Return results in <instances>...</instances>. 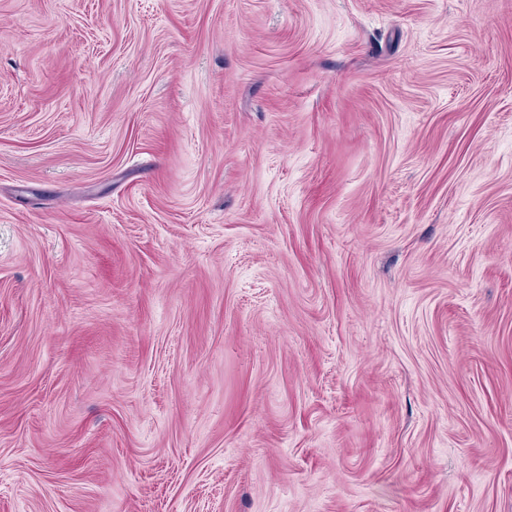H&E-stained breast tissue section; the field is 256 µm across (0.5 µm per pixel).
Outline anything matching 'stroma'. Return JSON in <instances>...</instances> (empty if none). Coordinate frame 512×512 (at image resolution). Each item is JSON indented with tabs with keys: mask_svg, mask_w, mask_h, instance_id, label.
<instances>
[{
	"mask_svg": "<svg viewBox=\"0 0 512 512\" xmlns=\"http://www.w3.org/2000/svg\"><path fill=\"white\" fill-rule=\"evenodd\" d=\"M0 512H512V0H0Z\"/></svg>",
	"mask_w": 512,
	"mask_h": 512,
	"instance_id": "35a3bbf8",
	"label": "stroma"
}]
</instances>
